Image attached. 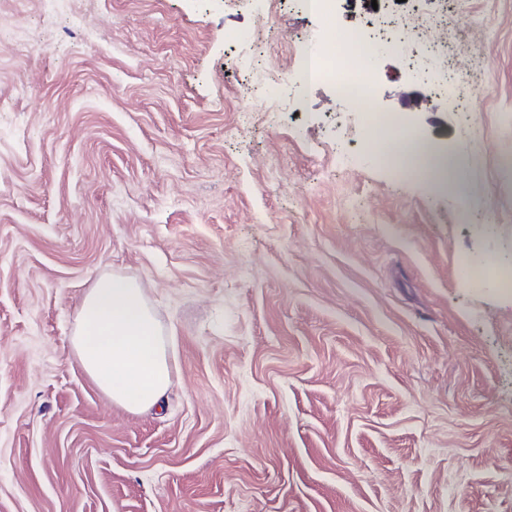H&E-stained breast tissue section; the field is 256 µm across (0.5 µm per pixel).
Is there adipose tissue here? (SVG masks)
Returning <instances> with one entry per match:
<instances>
[{
  "instance_id": "1",
  "label": "adipose tissue",
  "mask_w": 512,
  "mask_h": 512,
  "mask_svg": "<svg viewBox=\"0 0 512 512\" xmlns=\"http://www.w3.org/2000/svg\"><path fill=\"white\" fill-rule=\"evenodd\" d=\"M413 175L455 180L453 157L419 138L391 142ZM71 344L78 362L112 401L137 413L161 404L172 384L167 341L143 288L131 279L104 276L83 296Z\"/></svg>"
}]
</instances>
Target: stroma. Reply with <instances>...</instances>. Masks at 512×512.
Masks as SVG:
<instances>
[{"mask_svg": "<svg viewBox=\"0 0 512 512\" xmlns=\"http://www.w3.org/2000/svg\"><path fill=\"white\" fill-rule=\"evenodd\" d=\"M415 12L460 108L395 54L365 106L297 87L313 34ZM368 111L458 186L380 162ZM477 257L512 262V0H0V512H512V292ZM105 275L174 336L160 408L78 366ZM251 79L252 90L255 94L270 102H275L278 99L282 85L280 81L270 79L265 71L253 73Z\"/></svg>", "mask_w": 512, "mask_h": 512, "instance_id": "obj_1", "label": "stroma"}]
</instances>
